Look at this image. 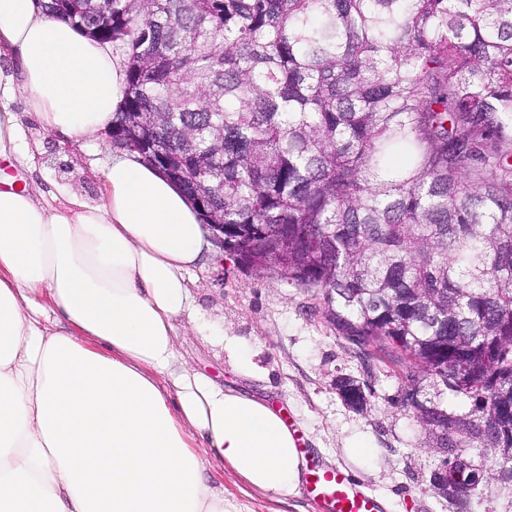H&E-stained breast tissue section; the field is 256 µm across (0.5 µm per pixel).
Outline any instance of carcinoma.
Returning <instances> with one entry per match:
<instances>
[{
	"instance_id": "carcinoma-1",
	"label": "carcinoma",
	"mask_w": 512,
	"mask_h": 512,
	"mask_svg": "<svg viewBox=\"0 0 512 512\" xmlns=\"http://www.w3.org/2000/svg\"><path fill=\"white\" fill-rule=\"evenodd\" d=\"M127 56L112 120L351 341L474 366L512 326V0H49ZM112 23H107V17ZM191 129L188 140L182 131ZM208 162L199 172V159ZM475 419L512 403V344Z\"/></svg>"
}]
</instances>
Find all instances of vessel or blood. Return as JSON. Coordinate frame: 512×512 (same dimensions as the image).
Here are the masks:
<instances>
[{
    "label": "vessel or blood",
    "instance_id": "obj_1",
    "mask_svg": "<svg viewBox=\"0 0 512 512\" xmlns=\"http://www.w3.org/2000/svg\"><path fill=\"white\" fill-rule=\"evenodd\" d=\"M305 491L321 512H381L377 497L355 488L344 470L325 467L312 455L306 458Z\"/></svg>",
    "mask_w": 512,
    "mask_h": 512
}]
</instances>
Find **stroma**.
Listing matches in <instances>:
<instances>
[{"mask_svg":"<svg viewBox=\"0 0 512 512\" xmlns=\"http://www.w3.org/2000/svg\"><path fill=\"white\" fill-rule=\"evenodd\" d=\"M25 136V147L9 168L19 186L78 185L91 200L99 197V176L112 155L94 140L61 145L26 112L21 99L9 101ZM193 301L187 326L219 323L233 338L237 353L192 337L180 345L179 358L225 387L271 401L301 428L306 445L325 463L339 466L384 503L383 512H512V456L477 442H462L459 454L485 469L486 483L459 499L442 493L431 475L443 459L434 432L406 403L408 391L420 402L458 418L471 416L474 401L447 389L438 379L414 374L409 363L392 364L379 350L358 356L328 321L316 291L290 285L271 275L239 270L232 261L217 265L204 253L186 275ZM247 360L250 372L238 368ZM366 385V408L342 400L339 380ZM372 450L363 462L351 459L352 439ZM224 496L230 512H318L305 496L279 503L225 472Z\"/></svg>","mask_w":512,"mask_h":512,"instance_id":"1","label":"stroma"}]
</instances>
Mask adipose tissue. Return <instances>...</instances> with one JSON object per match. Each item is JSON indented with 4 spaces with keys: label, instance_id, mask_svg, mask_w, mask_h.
Returning a JSON list of instances; mask_svg holds the SVG:
<instances>
[{
    "label": "adipose tissue",
    "instance_id": "ef3b65f1",
    "mask_svg": "<svg viewBox=\"0 0 512 512\" xmlns=\"http://www.w3.org/2000/svg\"><path fill=\"white\" fill-rule=\"evenodd\" d=\"M0 96L72 142L112 126L125 65L42 0H0ZM100 200L0 170V512H228L212 455L254 491L301 495L305 466L268 401L184 367L185 274L207 245L182 192L117 152Z\"/></svg>",
    "mask_w": 512,
    "mask_h": 512
}]
</instances>
